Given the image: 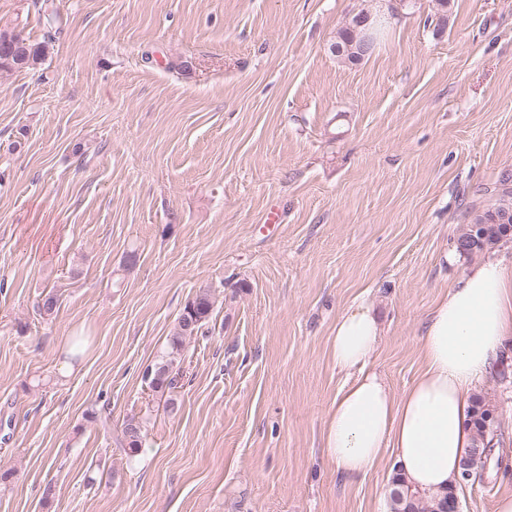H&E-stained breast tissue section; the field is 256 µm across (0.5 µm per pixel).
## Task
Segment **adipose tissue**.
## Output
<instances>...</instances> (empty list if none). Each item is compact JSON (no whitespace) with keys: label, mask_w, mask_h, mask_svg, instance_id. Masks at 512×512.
Instances as JSON below:
<instances>
[{"label":"adipose tissue","mask_w":512,"mask_h":512,"mask_svg":"<svg viewBox=\"0 0 512 512\" xmlns=\"http://www.w3.org/2000/svg\"><path fill=\"white\" fill-rule=\"evenodd\" d=\"M380 326L366 309L343 314L330 352L337 368L359 376L341 389L326 421V451L337 472L365 474L384 454L405 481L433 494L457 476L470 445V388L512 337V265L487 257L473 263L430 312L421 337L423 371L395 396L364 366Z\"/></svg>","instance_id":"obj_1"}]
</instances>
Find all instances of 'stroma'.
<instances>
[{
	"instance_id": "obj_1",
	"label": "stroma",
	"mask_w": 512,
	"mask_h": 512,
	"mask_svg": "<svg viewBox=\"0 0 512 512\" xmlns=\"http://www.w3.org/2000/svg\"><path fill=\"white\" fill-rule=\"evenodd\" d=\"M47 3L45 60L0 71V512H389L391 458L349 478L327 457L330 340L368 307L367 371L398 396L420 375L473 261L455 241L512 174V0H395L354 64L330 45L369 0ZM1 28L45 33L33 0H0ZM202 288L170 414L142 373ZM474 392L503 462L458 497L495 512L512 346ZM131 431H135L136 436H131ZM145 431L141 419L135 416L129 417L123 422L120 433L115 439V443L119 448L128 455H134L139 452L145 441Z\"/></svg>"
}]
</instances>
